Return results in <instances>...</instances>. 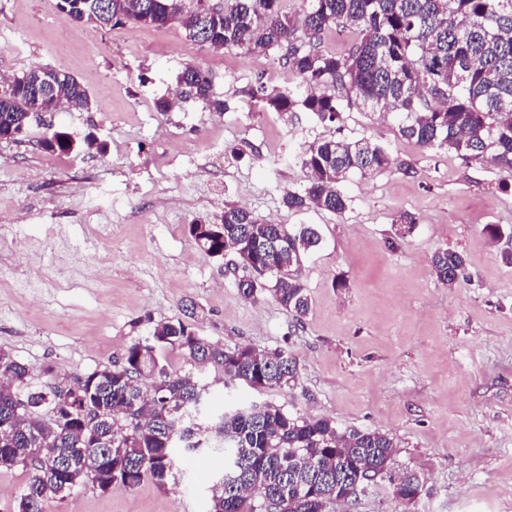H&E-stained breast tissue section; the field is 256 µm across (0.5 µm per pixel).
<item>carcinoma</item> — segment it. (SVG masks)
<instances>
[{"instance_id":"obj_1","label":"carcinoma","mask_w":512,"mask_h":512,"mask_svg":"<svg viewBox=\"0 0 512 512\" xmlns=\"http://www.w3.org/2000/svg\"><path fill=\"white\" fill-rule=\"evenodd\" d=\"M101 0H71L68 15L100 27L132 22L164 27L178 21L190 41L250 53L273 52L296 76L292 87L248 92L249 106L288 117L298 106L325 123L342 121V101L362 103L392 117L397 135L422 148H444L467 161H493L512 169V0H304L301 18L280 12L281 0H224L218 9L196 0H112V14L93 7ZM331 25L355 29L349 54L321 49ZM181 95L206 101L212 112L228 104L211 97L206 75L187 65L177 76ZM89 108L84 86L67 72L44 85L33 68L0 85V137L27 133L33 118L61 105ZM48 151H72L67 132L52 130L40 141ZM308 177L300 195L283 203L313 205L341 214L348 198L339 184L352 172L368 175L411 165L367 138L316 139L299 156ZM417 220L404 212L389 244L411 236ZM189 235L212 257L230 253L244 275L241 295L270 296L302 321L311 307L300 268L319 246L314 224H267L251 211L226 204L219 221L195 220ZM436 280L448 287L463 277L465 257L439 250ZM178 351L197 364L224 371V383L274 389L296 381L298 363L288 350L226 349L198 336L180 319L158 322L122 359L71 384L36 389L28 368L0 352V469L22 467L25 493L18 512H49L52 499L69 496L78 482L101 491L115 484L137 487L150 478L164 486L176 478L173 449L200 452L219 439L223 481L212 486L209 512H325L358 474L383 477L396 445L379 431H341L324 417L290 414L269 404H250L198 422L209 391L191 374L172 369ZM393 494L406 501L419 486L405 479Z\"/></svg>"}]
</instances>
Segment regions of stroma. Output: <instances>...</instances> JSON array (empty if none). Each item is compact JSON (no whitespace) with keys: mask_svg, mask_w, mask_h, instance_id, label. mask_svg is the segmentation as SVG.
I'll return each mask as SVG.
<instances>
[{"mask_svg":"<svg viewBox=\"0 0 512 512\" xmlns=\"http://www.w3.org/2000/svg\"><path fill=\"white\" fill-rule=\"evenodd\" d=\"M209 77L225 112L190 99L167 112L156 99L186 65ZM56 67L87 90L90 107L53 112L75 140L92 133L106 153L50 154L29 139H0V350L25 364L35 387L65 384L111 366L154 323L190 318L197 334L227 348H288L294 385L225 386L214 367L173 352L214 400L271 403L327 417L343 430L394 437L389 474L326 512H512V267L482 233L512 226V172L428 150L397 136L391 121L347 106L336 125L305 110L282 120L246 105L242 92L280 88L292 76L269 54L214 55L176 23L157 29L78 22L43 0H0V74ZM207 124L219 150L194 136ZM367 137L410 162L349 176L344 213L284 206L304 193L298 157L317 138ZM270 224H314L322 242L302 278L312 300L304 323L272 298L244 299L239 275L186 230L225 205ZM417 219L397 249L401 213ZM466 257L465 280L438 283L431 258ZM347 285L334 287L337 277ZM220 457L182 458L176 480L103 492L88 485L54 512H207ZM421 483L396 499L393 477Z\"/></svg>","mask_w":512,"mask_h":512,"instance_id":"obj_1","label":"stroma"}]
</instances>
